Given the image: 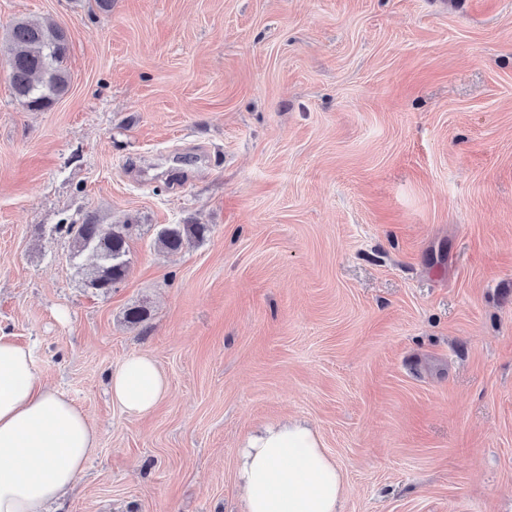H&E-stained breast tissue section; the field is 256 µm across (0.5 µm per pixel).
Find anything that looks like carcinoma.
I'll use <instances>...</instances> for the list:
<instances>
[{"label": "carcinoma", "mask_w": 512, "mask_h": 512, "mask_svg": "<svg viewBox=\"0 0 512 512\" xmlns=\"http://www.w3.org/2000/svg\"><path fill=\"white\" fill-rule=\"evenodd\" d=\"M70 42L67 32L52 21L18 19L7 30L0 55L7 66L8 79L16 99L31 111H45L64 96L70 87L67 67ZM129 225L101 224L87 214L79 224L67 225L82 251H89L97 264L90 273L89 287L107 293L128 273ZM205 224H170L157 235V245L178 252L191 241H202Z\"/></svg>", "instance_id": "carcinoma-1"}]
</instances>
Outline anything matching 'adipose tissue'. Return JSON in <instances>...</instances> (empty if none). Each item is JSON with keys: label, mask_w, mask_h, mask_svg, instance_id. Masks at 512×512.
Here are the masks:
<instances>
[{"label": "adipose tissue", "mask_w": 512, "mask_h": 512, "mask_svg": "<svg viewBox=\"0 0 512 512\" xmlns=\"http://www.w3.org/2000/svg\"><path fill=\"white\" fill-rule=\"evenodd\" d=\"M109 391L122 412L139 417L166 395L167 381L150 357L132 355L113 370ZM97 451L86 412L42 384L31 348L0 336V512H47ZM242 477L246 512H340L344 475L309 426L250 438Z\"/></svg>", "instance_id": "1"}]
</instances>
